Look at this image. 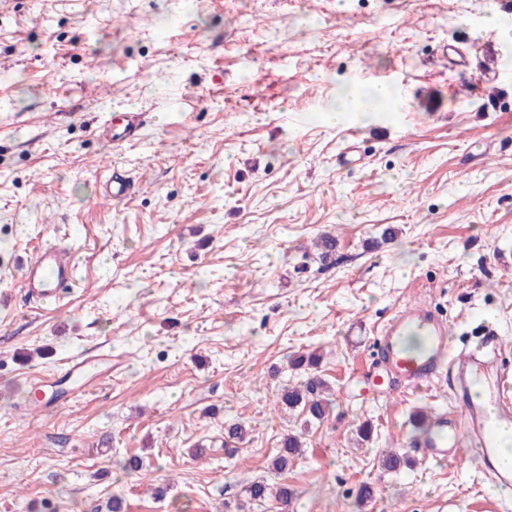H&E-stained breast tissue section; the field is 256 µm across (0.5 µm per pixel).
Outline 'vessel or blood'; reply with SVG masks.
I'll return each instance as SVG.
<instances>
[{
  "mask_svg": "<svg viewBox=\"0 0 512 512\" xmlns=\"http://www.w3.org/2000/svg\"><path fill=\"white\" fill-rule=\"evenodd\" d=\"M136 183L119 166L112 167L101 190L103 200L130 199ZM21 279L29 298L58 305L76 286V264L67 248L45 246L37 257L23 265ZM373 382H400L414 390L449 374L455 384L456 409L436 411L412 446L423 458L455 462L461 440H468L489 481L512 489V469L497 464L500 430L512 427V360L508 359L502 336L484 325L466 346L448 343V321L429 305L402 304L376 329L372 342ZM111 354L70 362L65 374L78 388L93 385L97 376L111 372Z\"/></svg>",
  "mask_w": 512,
  "mask_h": 512,
  "instance_id": "obj_1",
  "label": "vessel or blood"
}]
</instances>
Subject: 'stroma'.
Segmentation results:
<instances>
[{
  "mask_svg": "<svg viewBox=\"0 0 512 512\" xmlns=\"http://www.w3.org/2000/svg\"><path fill=\"white\" fill-rule=\"evenodd\" d=\"M507 17L485 0H0V512L115 495L126 512H237L255 480L272 495L252 512H512L469 451L384 470L451 391L369 381L373 333L406 302L462 333L489 319L512 348ZM472 38L465 65L440 58ZM375 83L382 112L327 121ZM127 112L145 115L133 144L104 133ZM351 132L361 159L342 168ZM113 164L145 176L120 204L99 197ZM46 244L76 256L57 308L21 286ZM101 346L111 377L30 413V378ZM312 352L334 405L307 426L274 401ZM293 432L304 452L275 472Z\"/></svg>",
  "mask_w": 512,
  "mask_h": 512,
  "instance_id": "stroma-1",
  "label": "stroma"
}]
</instances>
